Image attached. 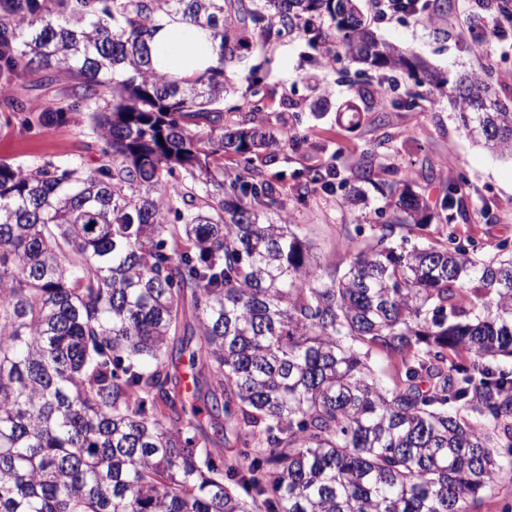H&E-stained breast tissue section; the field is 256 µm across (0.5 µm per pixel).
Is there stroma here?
Wrapping results in <instances>:
<instances>
[{"label":"stroma","mask_w":512,"mask_h":512,"mask_svg":"<svg viewBox=\"0 0 512 512\" xmlns=\"http://www.w3.org/2000/svg\"><path fill=\"white\" fill-rule=\"evenodd\" d=\"M433 20L399 15L386 22L373 19L371 0H357L365 20L377 36L422 58L432 71L449 81L475 72L496 86L502 100L512 99V36L494 38L490 31L500 0H440ZM313 53L306 44L280 39L255 58H268L258 97L271 116L292 120L300 116L298 135L308 143L300 150L277 154L269 173L285 172L276 182L277 192H288L294 170L313 165H333L344 171L365 154L381 157L384 178L400 179L411 171L415 191L424 193L429 206L438 205L449 178L467 181L462 205L467 213L462 234L494 245L512 244V160L489 153L465 131L457 108L448 97L427 103L426 87L408 75H399L387 126H378L377 108L356 95L367 76L340 59L328 66L308 61ZM413 107H406L410 96ZM106 146L98 135L89 110L69 113L66 120L26 127L19 120L0 127V160L34 168L45 162L92 170L107 163ZM341 194L317 193L307 205L289 213L300 225L325 264L345 266L342 227L377 222L381 202L369 193L355 207L341 204Z\"/></svg>","instance_id":"obj_1"}]
</instances>
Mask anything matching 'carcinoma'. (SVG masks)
I'll use <instances>...</instances> for the list:
<instances>
[{"label":"carcinoma","mask_w":512,"mask_h":512,"mask_svg":"<svg viewBox=\"0 0 512 512\" xmlns=\"http://www.w3.org/2000/svg\"><path fill=\"white\" fill-rule=\"evenodd\" d=\"M160 13L211 31L209 72L152 68ZM286 35L316 64L422 73L512 159V105L379 40L355 0H0V105L29 124L102 101L112 152L0 161V512H472L512 481V370L491 363L512 357V254L461 238V176L432 211L367 155L350 178L295 171L281 198L263 166L300 137L271 131L254 71L224 97L226 68ZM61 80L52 108L14 94ZM356 181L388 217L343 225L348 264L325 268L288 202L355 205ZM186 182L195 207L167 190Z\"/></svg>","instance_id":"carcinoma-1"}]
</instances>
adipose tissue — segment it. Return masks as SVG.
<instances>
[{
  "mask_svg": "<svg viewBox=\"0 0 512 512\" xmlns=\"http://www.w3.org/2000/svg\"><path fill=\"white\" fill-rule=\"evenodd\" d=\"M156 26L150 52L158 71L173 79H184L202 75L215 65L207 31L165 14L157 16Z\"/></svg>",
  "mask_w": 512,
  "mask_h": 512,
  "instance_id": "1",
  "label": "adipose tissue"
}]
</instances>
